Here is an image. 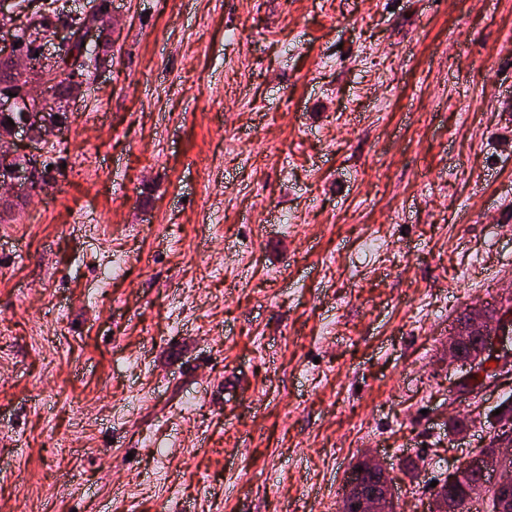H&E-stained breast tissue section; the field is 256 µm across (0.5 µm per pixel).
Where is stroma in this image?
<instances>
[{"mask_svg":"<svg viewBox=\"0 0 512 512\" xmlns=\"http://www.w3.org/2000/svg\"><path fill=\"white\" fill-rule=\"evenodd\" d=\"M110 2L0 205V512H336L369 449L421 512L512 409L443 357L512 284V0Z\"/></svg>","mask_w":512,"mask_h":512,"instance_id":"35a3bbf8","label":"stroma"}]
</instances>
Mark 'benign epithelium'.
<instances>
[{
	"instance_id": "1",
	"label": "benign epithelium",
	"mask_w": 512,
	"mask_h": 512,
	"mask_svg": "<svg viewBox=\"0 0 512 512\" xmlns=\"http://www.w3.org/2000/svg\"><path fill=\"white\" fill-rule=\"evenodd\" d=\"M78 26L60 27L59 50L38 58L12 55L14 68L13 80L0 86V112L9 114L14 98L12 95L30 97L37 88L54 82L60 75L68 77L70 96L74 97L87 84V64L83 58L84 47L96 31L107 30L110 16L107 10L95 7L81 15ZM18 14L13 0H0V32L18 28ZM26 39L39 42L44 36L41 26V12L28 13L25 23ZM56 110L38 101L23 112L14 121L11 130L0 134V194L8 196L14 192L15 185H36L48 182L44 176L42 154L35 150H24L14 141L15 132L26 131L32 141L42 142L50 136L61 133L65 125L55 118ZM471 331V353L462 349L465 337L453 332L448 336L446 348L448 359L468 368L467 378L473 381L469 391H479L491 381L501 377H512V355L497 354L491 341L505 335V329L512 327V294L494 308L479 307L470 312L468 320ZM494 453L479 452L462 461L448 472L447 482L455 483L464 474L475 470L493 471L494 479L488 483L481 481L470 492L467 501L477 498L498 501L500 491L512 486V414L501 415L494 426L491 441ZM362 465L381 478L384 490L381 493L362 494L356 500L355 512H390L395 505L394 479L387 468L371 456L362 459Z\"/></svg>"
}]
</instances>
